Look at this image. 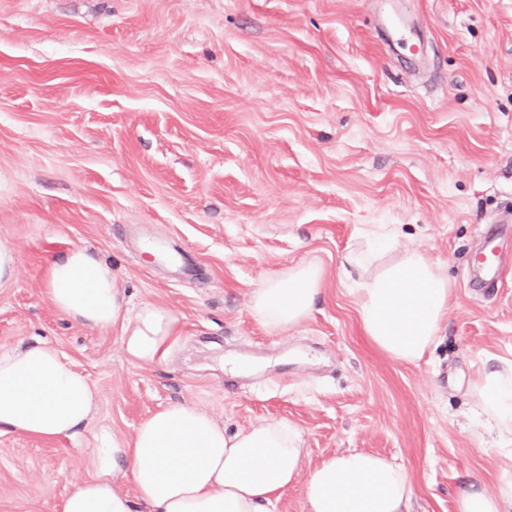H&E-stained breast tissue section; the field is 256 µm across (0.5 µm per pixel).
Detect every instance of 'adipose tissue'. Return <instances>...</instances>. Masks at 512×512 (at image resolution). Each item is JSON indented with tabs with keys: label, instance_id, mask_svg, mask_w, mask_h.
<instances>
[{
	"label": "adipose tissue",
	"instance_id": "ef3b65f1",
	"mask_svg": "<svg viewBox=\"0 0 512 512\" xmlns=\"http://www.w3.org/2000/svg\"><path fill=\"white\" fill-rule=\"evenodd\" d=\"M340 269L354 284L368 340L398 362L421 360L448 313L450 284L440 267L419 247L398 245L391 228L367 248L344 253ZM321 278L313 264L271 274L253 292L252 317L273 329L298 325L312 310ZM44 284L54 307L68 318L103 329L119 326L131 364L164 362L181 338L178 317L164 306L146 304L128 313L111 267L86 250L49 263ZM473 397L487 428L512 442V361L484 372ZM97 408L94 386L55 348L0 354V427L47 440L91 433L92 475L65 495L56 512H132L117 485L122 473L150 512H265L280 491L298 482L307 512H406L414 494L405 469L356 450L325 457L300 479L304 435L284 421L230 434L209 413L173 404L124 438L94 426ZM457 512H512V475L494 492H463Z\"/></svg>",
	"mask_w": 512,
	"mask_h": 512
}]
</instances>
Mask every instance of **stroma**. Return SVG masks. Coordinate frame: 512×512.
Returning <instances> with one entry per match:
<instances>
[{
  "label": "stroma",
  "mask_w": 512,
  "mask_h": 512,
  "mask_svg": "<svg viewBox=\"0 0 512 512\" xmlns=\"http://www.w3.org/2000/svg\"><path fill=\"white\" fill-rule=\"evenodd\" d=\"M512 212V0H0V353L48 344L95 385L120 436L173 403L227 432L300 428L301 470L343 450L409 474L410 512H457L494 491L512 444L471 389L512 360V234L495 294L475 276L492 221ZM395 226L453 288L415 364L364 336L341 255ZM200 267L184 281L146 244ZM75 248L109 263L129 310L182 324L169 358L127 362L119 327L51 303L46 266ZM314 263L300 324L250 314L277 270ZM230 357L272 377L225 389ZM88 437L0 428V512H54L89 477Z\"/></svg>",
  "instance_id": "obj_1"
}]
</instances>
